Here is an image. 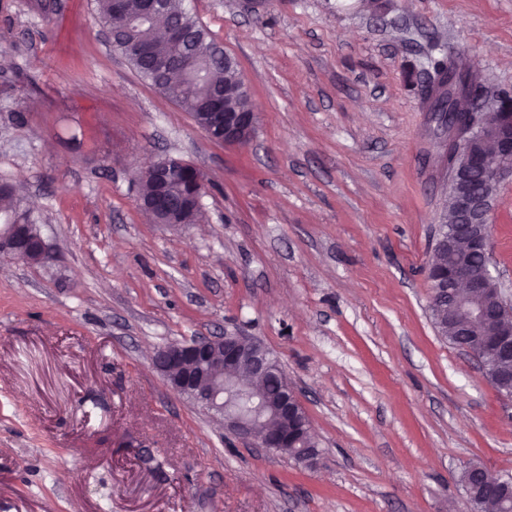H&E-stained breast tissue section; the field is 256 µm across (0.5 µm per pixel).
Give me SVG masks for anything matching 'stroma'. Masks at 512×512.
<instances>
[{"mask_svg":"<svg viewBox=\"0 0 512 512\" xmlns=\"http://www.w3.org/2000/svg\"><path fill=\"white\" fill-rule=\"evenodd\" d=\"M185 6L238 61L246 145L142 79L93 0H0V180L54 251L0 260V512H466V465L512 476V399L429 311L448 184L427 57L444 46L485 100L512 90V0ZM166 157L202 172L200 223L139 207ZM491 225L512 299L510 182ZM224 333L278 357L318 467L236 439L152 367Z\"/></svg>","mask_w":512,"mask_h":512,"instance_id":"35a3bbf8","label":"stroma"}]
</instances>
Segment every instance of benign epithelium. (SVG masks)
<instances>
[{
    "label": "benign epithelium",
    "mask_w": 512,
    "mask_h": 512,
    "mask_svg": "<svg viewBox=\"0 0 512 512\" xmlns=\"http://www.w3.org/2000/svg\"><path fill=\"white\" fill-rule=\"evenodd\" d=\"M156 0H141L136 20L151 22L157 17ZM237 61L224 57V88L217 94L224 106L207 114L203 132L212 140L227 146L247 144L256 129V112L250 103L246 86L239 88L238 101L228 99L235 81L233 67ZM469 112H454L448 117L441 135L446 141L444 158L455 180V191L441 224L448 244V265L429 268L428 277L434 292L447 295L448 318L459 323L473 345L460 346L464 352L478 357L482 373L489 374L492 365L481 358L482 346L490 343L501 357H512V323L490 331L494 316L501 314L505 300L500 278L491 270L492 240L487 230L493 208L492 195L504 182H512V101L499 96L491 112H483L475 121ZM156 180L155 193L140 199V205L154 215L174 220L181 211L199 207L202 191L198 190L178 201L169 197L167 185L172 180L173 166L160 160L147 166ZM482 175L488 194L471 191L472 174ZM28 225L11 224L3 217L0 225V258L19 260L28 265H45L53 258L46 239L37 235L28 239ZM480 252L484 265L475 266L468 254ZM153 368L177 394L190 399L202 410L224 421V428L238 439L257 448L281 455L288 450L289 407L303 408L294 387L273 405L262 394L257 383L266 379L271 364L266 347L248 336H202L193 341L175 342L157 349ZM293 454L307 467L319 463V448H295ZM484 484L480 497L468 500L469 512H491L499 481L488 478L487 471L477 469Z\"/></svg>",
    "instance_id": "obj_1"
}]
</instances>
